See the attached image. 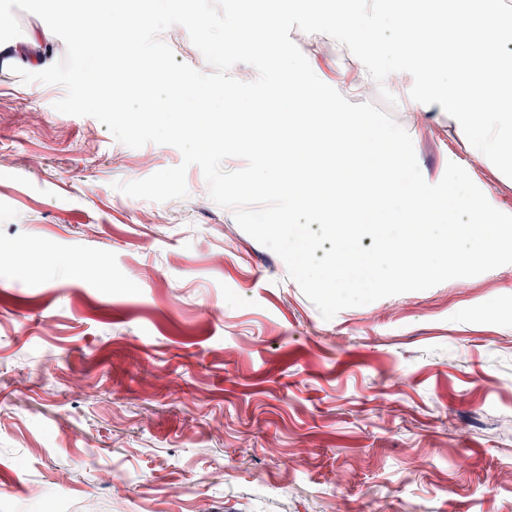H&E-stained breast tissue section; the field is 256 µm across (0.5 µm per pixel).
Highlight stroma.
<instances>
[{"label":"stroma","mask_w":512,"mask_h":512,"mask_svg":"<svg viewBox=\"0 0 512 512\" xmlns=\"http://www.w3.org/2000/svg\"><path fill=\"white\" fill-rule=\"evenodd\" d=\"M0 67V512H512V264L324 320L282 259L198 196L116 182L179 165ZM352 103L397 99L424 179L506 177L405 72L292 29ZM95 192H87V184ZM41 483V498L27 496Z\"/></svg>","instance_id":"obj_1"}]
</instances>
